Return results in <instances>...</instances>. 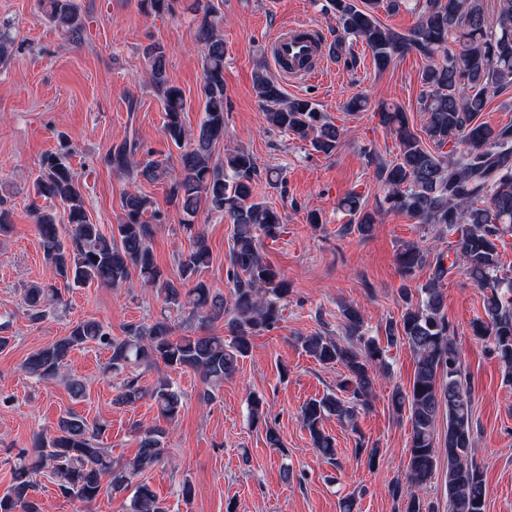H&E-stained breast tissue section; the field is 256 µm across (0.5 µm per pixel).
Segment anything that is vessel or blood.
I'll list each match as a JSON object with an SVG mask.
<instances>
[{
  "mask_svg": "<svg viewBox=\"0 0 512 512\" xmlns=\"http://www.w3.org/2000/svg\"><path fill=\"white\" fill-rule=\"evenodd\" d=\"M321 49L322 39L314 25L307 22L286 25L271 42L274 68L287 80L316 77Z\"/></svg>",
  "mask_w": 512,
  "mask_h": 512,
  "instance_id": "1",
  "label": "vessel or blood"
}]
</instances>
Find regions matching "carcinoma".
<instances>
[{
    "mask_svg": "<svg viewBox=\"0 0 512 512\" xmlns=\"http://www.w3.org/2000/svg\"><path fill=\"white\" fill-rule=\"evenodd\" d=\"M51 23L76 39L85 29L84 17L74 0H39ZM382 0H328L338 35L330 47L342 53L345 38H360L384 70L414 51L428 59L421 74V111L426 120L420 131L410 127L407 113L397 105L378 112L379 123L395 135L399 152L392 160L376 158L384 184L382 209L404 213L420 224L441 227L456 237L454 254L435 252L407 243L396 262L403 282L400 295L405 309L400 323H388L386 344H406L414 356V376L408 391L392 393L395 412L407 415L411 433L405 482H396L392 493L406 498L405 512H431L420 491L446 461L448 512H486V486L472 450V391L462 373L454 328L443 314V281L459 266L467 279L480 288L484 316L472 322L473 334L489 341L491 353L512 382V276L504 270L501 250L512 238V125L493 128L477 122L491 95L512 87V0H497L489 14L483 0H416L417 23L405 33L395 32L378 20ZM202 13L195 40L202 46L200 99L203 119L197 130L183 123L187 102L166 72L164 47L145 49L148 79L165 112L164 133L180 150L179 166L165 160L136 158L139 144L124 139L112 145L103 164L128 178L131 189L123 199V215L106 235L89 219L79 178L72 167V148L65 140L40 160V174L33 190L49 205L32 204L45 260L65 286L98 284L118 287L138 276L157 289L164 304L202 325L224 322L227 335H181L164 317L151 324H131L125 336L114 337L94 319L75 323L67 335L33 351L24 370L40 380L61 379L72 397L86 396L85 383L61 373L67 354L95 344L110 353L108 367L114 373L127 368L162 364L173 370L191 369L205 386L202 398L210 402L224 380L233 376L240 360L252 347V338L270 330L279 319L278 302L288 295V281L262 256L264 241H276L284 233L278 211L255 198V158L243 149L215 156L224 141V29L210 0H194ZM458 43L457 54L447 51L448 41ZM445 52L437 59L439 52ZM14 55V40L0 34V70ZM253 86L264 104L270 127L290 132L309 142L311 150L332 154L340 131L315 104L305 98L285 97L280 86L259 65ZM162 184L168 202L182 214L181 224L192 232L201 209L226 215L233 225L227 281L229 293L213 289L200 275L209 267L210 249L202 233L177 256L179 281L167 278L157 266L152 241L165 214L138 186ZM61 207L67 223L57 220ZM340 206L357 217L356 229L366 235L376 223L361 196L348 194ZM432 270L429 279L410 288L417 271ZM23 303L33 322L44 319L62 303L61 292L33 284L24 289ZM347 341L340 344L323 333L298 337L301 349L323 365H339L344 376L336 392L306 402L301 422L314 448L324 458L334 456V440L323 421L336 416L356 427L357 410L370 404L379 374L385 372V349L362 332L363 317L352 305L344 307ZM150 397L167 427L154 425L140 435L136 456L126 462L112 460L99 439L104 425L68 412L50 432L34 440L35 459H19L12 483L0 495V512H42L35 497L37 476H47L61 495L91 502L109 477V489L120 493L134 487L128 512H165L152 487L136 476L167 459V428L175 426L181 395L167 382L151 391L136 377L124 381L116 401L133 405ZM445 416L443 438L436 424ZM249 421L257 427L266 421L262 399L249 397Z\"/></svg>",
    "mask_w": 512,
    "mask_h": 512,
    "instance_id": "cac0c4a2",
    "label": "carcinoma"
}]
</instances>
